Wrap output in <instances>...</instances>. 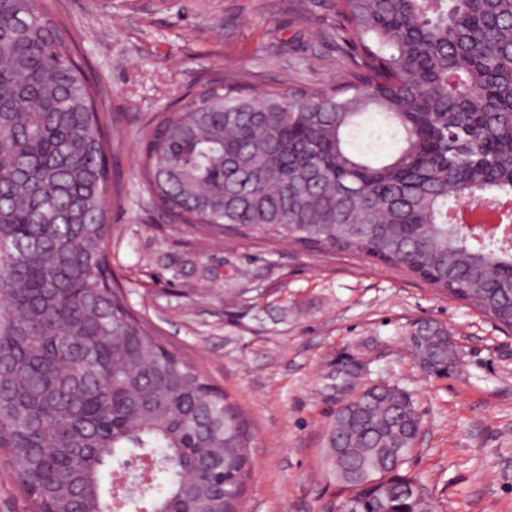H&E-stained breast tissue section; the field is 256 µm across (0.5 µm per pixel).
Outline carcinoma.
<instances>
[{
	"mask_svg": "<svg viewBox=\"0 0 512 512\" xmlns=\"http://www.w3.org/2000/svg\"><path fill=\"white\" fill-rule=\"evenodd\" d=\"M336 17V84L230 74L147 123L148 195L206 234L404 267L512 330V213L479 239L450 214L512 201V0H336ZM68 36L39 0H0V452L29 512H239L249 419L114 284L112 121ZM408 346L430 375L456 367L435 322ZM419 424L395 385L337 410L336 478L361 512H419L415 487L431 500L403 470Z\"/></svg>",
	"mask_w": 512,
	"mask_h": 512,
	"instance_id": "obj_1",
	"label": "carcinoma"
}]
</instances>
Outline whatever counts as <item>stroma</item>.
Returning a JSON list of instances; mask_svg holds the SVG:
<instances>
[{
  "instance_id": "obj_1",
  "label": "stroma",
  "mask_w": 512,
  "mask_h": 512,
  "mask_svg": "<svg viewBox=\"0 0 512 512\" xmlns=\"http://www.w3.org/2000/svg\"><path fill=\"white\" fill-rule=\"evenodd\" d=\"M95 79L118 132L109 197L112 277L168 349L237 403L254 431L241 512H334L327 456L350 356L406 388L422 414L407 465L436 512H512V331L414 277L352 252L216 238L169 224L138 172L142 127L216 74L261 87L326 85L342 70L333 0H43ZM447 328L458 364L425 376L406 338Z\"/></svg>"
}]
</instances>
